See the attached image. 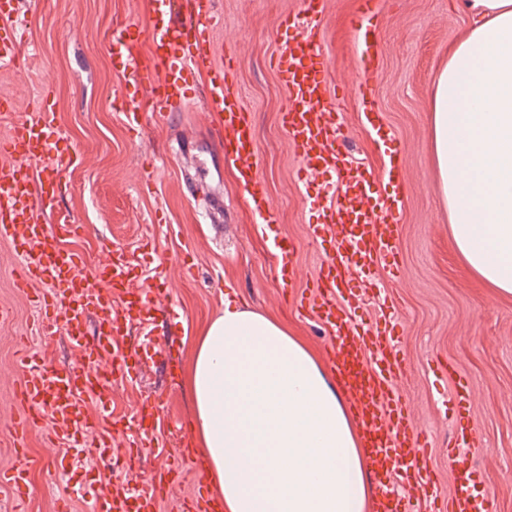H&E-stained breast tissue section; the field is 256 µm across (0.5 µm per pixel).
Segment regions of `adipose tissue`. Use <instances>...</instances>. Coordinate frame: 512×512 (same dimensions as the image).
Returning a JSON list of instances; mask_svg holds the SVG:
<instances>
[{"label": "adipose tissue", "instance_id": "adipose-tissue-1", "mask_svg": "<svg viewBox=\"0 0 512 512\" xmlns=\"http://www.w3.org/2000/svg\"><path fill=\"white\" fill-rule=\"evenodd\" d=\"M428 103L452 244L512 296V0H464ZM192 432L224 512H373L360 432L316 353L234 299L193 344Z\"/></svg>", "mask_w": 512, "mask_h": 512}]
</instances>
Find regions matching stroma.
<instances>
[{
	"mask_svg": "<svg viewBox=\"0 0 512 512\" xmlns=\"http://www.w3.org/2000/svg\"><path fill=\"white\" fill-rule=\"evenodd\" d=\"M321 2L322 54L332 74L330 90L343 105L344 137L371 171L378 195L397 192L403 199L400 269L377 265V292L359 302L354 317L373 323L394 316L404 359L399 387L413 423L428 438L430 475L447 495L454 483L448 440L460 425L450 375L469 379L475 399L466 423L478 432L480 450L466 460L482 470L492 512H512V298L483 288L463 266L449 238L430 153L433 77L469 18L459 0H376L370 18L363 17L360 0ZM19 9L25 39L17 69L0 71V96L14 103L0 120V136L12 123L36 119L43 99L51 100L54 123L81 162L63 173L43 212L45 223L78 225V233L59 245L81 255L82 274L123 254L136 267V286L154 290L160 303L149 324L120 336V345L138 355L109 385L107 407L113 418L128 420L141 400H158L164 450L134 447L124 436L116 441L112 464L95 459L93 446L79 453L102 489L129 472L147 490L154 475L180 471L159 492L156 512H183L184 502L209 480L202 449L187 458L180 454L193 438V406L168 364L189 365L194 337L223 311L225 296L286 323L318 356L329 343L323 325L299 307L328 246L308 234L321 210L298 180L301 161L280 122L290 101L270 64L286 38L279 22L300 11L301 0H216L213 30L216 56L233 59L252 115L278 232L296 245V281L289 290L280 288L278 258L233 163L224 160L205 82L197 83L189 111H146L137 128L126 119V103L139 90L113 66L109 43L114 31L145 23L152 0H20ZM364 84L377 114L376 133L360 106ZM392 154L405 159L399 181L386 175ZM19 261L14 247L0 241V306L11 311L0 321V473L13 462L9 426L20 378L18 344L56 365L78 360L65 328L52 336L36 333L40 308L11 284ZM28 450L34 461L29 492L0 497V512H87V503L70 493L83 469L69 467L65 449L47 443L38 428Z\"/></svg>",
	"mask_w": 512,
	"mask_h": 512,
	"instance_id": "stroma-1",
	"label": "stroma"
}]
</instances>
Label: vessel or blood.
Masks as SVG:
<instances>
[{
    "mask_svg": "<svg viewBox=\"0 0 512 512\" xmlns=\"http://www.w3.org/2000/svg\"><path fill=\"white\" fill-rule=\"evenodd\" d=\"M179 0H154L152 17L135 33L145 36L150 51L140 58L125 43L112 55L115 66L150 90L153 111L183 109L199 76L208 80V96L218 112L226 156L237 164L251 211L277 251L284 287L294 283L295 247L278 237L277 217L258 175L260 156L254 128L230 66L215 58L212 32L216 22L214 0H190L184 19L173 20ZM320 9L305 0L302 10L283 17L292 35L278 48L274 68L291 101L281 123L303 165L299 180L314 191L322 212L311 236L328 241L332 249L321 266L308 296L301 300L330 334V361L349 403L364 443L370 450V474L376 490L375 512H412L415 496L438 500L440 489L427 477V442L408 416V407L394 378L402 369L399 350L387 329L353 322L349 309L358 299L350 284L370 278L378 262L398 265L397 217L400 196L376 197L371 173L355 164L343 149L341 108L327 88L320 60ZM15 0H0V69L17 66L24 31L15 19ZM39 119L13 126L0 140V154L12 163L0 167V240L20 254L17 288L33 284L42 291L36 302L43 312L42 335H53L65 324L78 352L74 366H56L22 352L23 378L16 391V418L12 426L15 457L0 475V496L20 495L30 486L28 437L44 419H51L49 439L69 448L93 440L99 457L111 459L116 430L110 416L80 411L79 397L105 402L108 385L123 376L131 350H119L116 338L123 327L145 325L153 305L145 290L134 287L123 257L97 268L92 276L80 273V257L57 246L63 236L76 233L73 224H44L41 213L54 198L62 174L78 155L63 145L48 103H41ZM43 161L39 177L30 164ZM122 299L121 313H113L112 298ZM99 318L96 338L86 340L85 318ZM159 421L154 400L140 403L128 428L140 448L158 447ZM484 475L474 467L457 469L447 512H488L489 494ZM95 483L79 484L77 494L88 497L91 512H155V492H137L131 481L111 483L106 494L94 493Z\"/></svg>",
    "mask_w": 512,
    "mask_h": 512,
    "instance_id": "obj_1",
    "label": "vessel or blood"
}]
</instances>
